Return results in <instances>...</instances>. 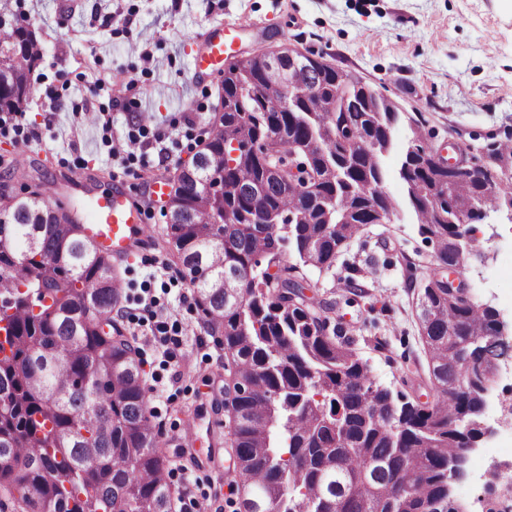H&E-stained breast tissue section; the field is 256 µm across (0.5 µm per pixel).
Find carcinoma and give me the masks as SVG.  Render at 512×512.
Segmentation results:
<instances>
[{"instance_id": "1", "label": "carcinoma", "mask_w": 512, "mask_h": 512, "mask_svg": "<svg viewBox=\"0 0 512 512\" xmlns=\"http://www.w3.org/2000/svg\"><path fill=\"white\" fill-rule=\"evenodd\" d=\"M43 58L34 32L14 8L0 10V113L24 112L31 73ZM262 61L224 71L222 120L170 197L167 240L177 269L221 329L240 390L233 408L237 512H426L448 497V460L478 434L469 393L448 394L461 367L487 345L494 320L471 300L448 301V241L460 247L456 203L464 196L484 213L512 204V185L493 194L423 158L419 129L400 176L419 232L434 243V267L419 297V331L429 353L437 398L419 403L378 384L353 348L329 336L303 298V280L285 275L270 287L272 266L288 252L327 271L346 241L393 209L382 183L381 155L353 149L371 137L386 148L397 114L363 112L365 87L336 86V68L308 55L309 102L259 87ZM347 99L348 111L320 101ZM281 162L302 144L336 181L308 192L287 187L267 167L269 144ZM246 156L238 166L232 153ZM444 187L428 204V189ZM348 214L336 232L325 219ZM124 258L102 251L77 213H62L43 192L0 197V491L30 512H170L168 465L150 421L139 351L112 312L124 294L115 274Z\"/></svg>"}]
</instances>
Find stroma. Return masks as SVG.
<instances>
[{"instance_id": "obj_1", "label": "stroma", "mask_w": 512, "mask_h": 512, "mask_svg": "<svg viewBox=\"0 0 512 512\" xmlns=\"http://www.w3.org/2000/svg\"><path fill=\"white\" fill-rule=\"evenodd\" d=\"M21 0L23 20L42 42L33 94L16 132L0 135V184L27 196L65 179L62 197L79 208L82 175L94 189L126 188L152 235L119 270L131 296L121 321L143 360V381L169 460L176 512H235L233 459L224 446V348L162 247L163 201L150 180L174 179L208 138L222 80L194 76L199 34L234 28L232 51L245 57L286 43L314 53L394 100L399 119L382 158L384 189L396 203L387 224H369L326 272L306 275L312 307L333 304L330 330L352 337L373 378L407 399H434L420 373L429 355L420 338L417 296L434 263L399 175L412 118L425 122L427 147L449 140L479 156L488 139L512 143V0ZM121 95H113L114 80ZM474 234L485 262L463 272L472 297L512 320V222L489 213ZM167 325L169 343L154 334ZM482 423L489 448L467 455L454 498L484 512L487 495L512 498V351ZM194 425L195 440L186 437Z\"/></svg>"}]
</instances>
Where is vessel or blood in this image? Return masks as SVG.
Instances as JSON below:
<instances>
[{"label":"vessel or blood","mask_w":512,"mask_h":512,"mask_svg":"<svg viewBox=\"0 0 512 512\" xmlns=\"http://www.w3.org/2000/svg\"><path fill=\"white\" fill-rule=\"evenodd\" d=\"M204 47L196 60L199 74L211 76L231 62L222 28L211 30L203 41ZM90 236L110 246L113 253L131 257L147 241L149 228L145 214L131 195L122 188L89 193L85 200Z\"/></svg>","instance_id":"b4317fda"}]
</instances>
